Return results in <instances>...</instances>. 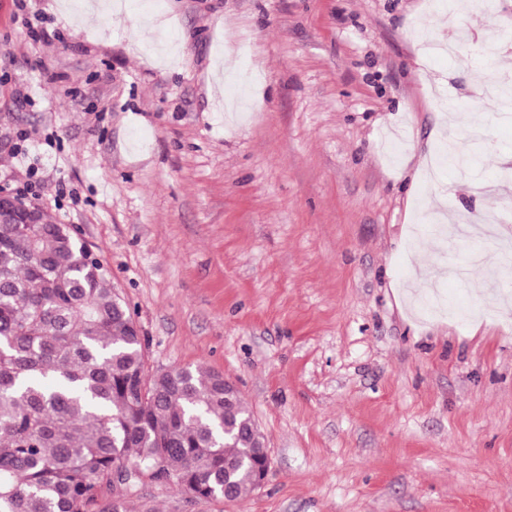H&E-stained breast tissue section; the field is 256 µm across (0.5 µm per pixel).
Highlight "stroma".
Returning a JSON list of instances; mask_svg holds the SVG:
<instances>
[{"label": "stroma", "mask_w": 512, "mask_h": 512, "mask_svg": "<svg viewBox=\"0 0 512 512\" xmlns=\"http://www.w3.org/2000/svg\"><path fill=\"white\" fill-rule=\"evenodd\" d=\"M55 38L33 41L24 13ZM445 0H126L68 23L0 0V190L73 228L147 339V370L232 381L271 466L248 497L155 512H512V308L481 314L495 241L425 214L512 213V116L425 56ZM483 37L512 0H469ZM473 158L461 176L441 132ZM76 189L79 203L67 192ZM482 254L485 268L470 266Z\"/></svg>", "instance_id": "1"}]
</instances>
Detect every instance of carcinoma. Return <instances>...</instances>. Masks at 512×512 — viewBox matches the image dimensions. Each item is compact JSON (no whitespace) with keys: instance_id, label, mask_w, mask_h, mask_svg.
I'll use <instances>...</instances> for the list:
<instances>
[{"instance_id":"obj_1","label":"carcinoma","mask_w":512,"mask_h":512,"mask_svg":"<svg viewBox=\"0 0 512 512\" xmlns=\"http://www.w3.org/2000/svg\"><path fill=\"white\" fill-rule=\"evenodd\" d=\"M146 339L100 260L41 211L0 221V512H132L145 482L254 491L263 445L203 365L146 378Z\"/></svg>"}]
</instances>
